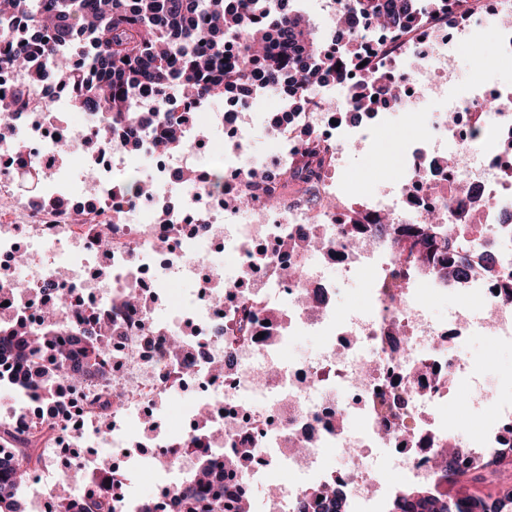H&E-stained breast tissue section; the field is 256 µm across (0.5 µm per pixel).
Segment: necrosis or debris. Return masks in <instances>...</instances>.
Instances as JSON below:
<instances>
[{
    "label": "necrosis or debris",
    "instance_id": "4bbe7bcc",
    "mask_svg": "<svg viewBox=\"0 0 512 512\" xmlns=\"http://www.w3.org/2000/svg\"><path fill=\"white\" fill-rule=\"evenodd\" d=\"M489 16L500 21L494 56L512 60V0H446L408 28L362 19L369 36L359 58L404 86L399 110L423 96L440 106L401 155L397 183L356 197L338 174L352 150L375 142L387 112L348 121L345 106H325L336 95L331 85L303 98L290 90L275 97L256 84L248 106L229 100L217 112L188 104L174 82L138 94L147 136L160 131V109L189 110L193 119L183 149L152 153L153 190L135 199L121 188L136 156L112 143L101 113L75 116L68 84L41 83L28 109L0 113V288H32L9 316L34 321L61 289H74L85 308L112 322L120 396L104 426L89 406L91 388L47 409L54 429L25 487L30 502L45 506L55 495L56 454L89 442L125 448L135 435L141 447L175 449L165 464L175 486L194 467V454L181 449L192 436L228 456L249 451L239 473L253 492L249 512H289L314 484L342 489L347 512H376L399 490L435 482L438 449L512 446V397L464 350L471 336L512 346V89L490 99L475 84L453 91L455 57L473 52L476 26ZM265 106L272 148L253 168L243 155L255 110ZM313 147L325 155L319 178L267 207L258 182L281 180ZM211 163L224 167L223 194L207 189ZM242 196L252 204L239 205ZM430 212L453 224L466 278L398 259L397 240L415 235ZM103 224L112 234L106 251L95 242ZM219 243L224 285L213 288L201 268ZM489 253L500 258L492 273ZM395 277L400 287H390ZM352 281L362 283L363 303L340 301ZM133 289L151 298L171 292L173 315L118 304ZM428 295L453 297L447 315H436ZM244 304L256 314L255 338L218 336L216 325ZM179 328L192 330L196 343L174 359L163 342ZM303 334L319 337L318 348L287 354ZM228 357L233 368L215 376L213 365ZM460 385L465 415L452 419L448 402ZM187 389L213 412L207 427L176 415L165 430L144 434L147 414ZM470 415L486 416L485 426L471 430Z\"/></svg>",
    "mask_w": 512,
    "mask_h": 512
}]
</instances>
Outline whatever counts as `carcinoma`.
<instances>
[{"mask_svg":"<svg viewBox=\"0 0 512 512\" xmlns=\"http://www.w3.org/2000/svg\"><path fill=\"white\" fill-rule=\"evenodd\" d=\"M267 0H0V27L6 28L15 13L31 23L30 39L8 44L0 52V67L14 69L20 83L10 103L0 112L29 105L30 86L57 79L76 87L72 105L77 111L112 113V135L128 151H140L134 95L160 88L176 80L184 95L206 102L215 97L244 100L258 81L267 88L286 82L300 94L324 85L343 88L354 65L355 41L365 37L358 29V14H371L380 28L415 24L441 0H356L350 12L340 14V25L350 27L342 51L322 53L308 21L281 0L278 12H266ZM83 35L90 47L88 68L76 74L61 48ZM37 55L47 60L44 69H31ZM400 95V89L384 77L368 74L353 92L348 117L372 112ZM190 114L168 112L163 116L164 136L154 150L169 152L184 146L182 126ZM319 171L295 169L283 183L265 188L271 206L279 203L281 190L297 188ZM429 254L441 256L449 249L445 231L430 236ZM112 336L96 317L76 314L58 316L46 310L44 324L31 327L20 320L0 328V381L31 391L39 405L55 403L56 394L69 385L78 394L99 386L106 399L102 411L112 410ZM44 421L33 419L20 430H3L14 444L16 459L0 464V512H27L23 488L39 462L38 445L46 436ZM200 454L194 477L199 490L175 487L171 491L176 512H237L245 490L232 483L233 472L244 468L247 457L230 456L222 465L211 460L207 445L192 440ZM512 465L507 451L493 460L458 466L454 452L441 458L454 479L414 486L395 496L387 512H508L512 481L500 480L504 461ZM117 479L94 482L79 464L62 472L54 496V512H117L119 500L113 488ZM326 512H344L343 498H327L314 486L296 502L293 512H309L312 506Z\"/></svg>","mask_w":512,"mask_h":512,"instance_id":"obj_1","label":"carcinoma"}]
</instances>
